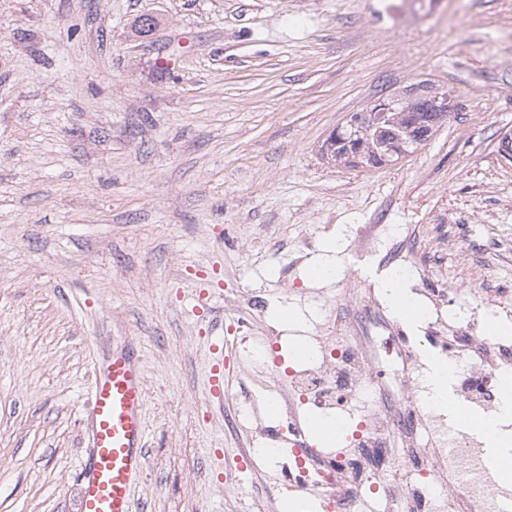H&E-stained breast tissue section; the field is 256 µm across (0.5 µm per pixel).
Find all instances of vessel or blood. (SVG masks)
Instances as JSON below:
<instances>
[{
    "mask_svg": "<svg viewBox=\"0 0 512 512\" xmlns=\"http://www.w3.org/2000/svg\"><path fill=\"white\" fill-rule=\"evenodd\" d=\"M231 368L220 360L209 371V392L220 401ZM90 421L77 473L81 512H135L133 491L148 463V427L142 368L128 350L96 364L84 402Z\"/></svg>",
    "mask_w": 512,
    "mask_h": 512,
    "instance_id": "b4317fda",
    "label": "vessel or blood"
}]
</instances>
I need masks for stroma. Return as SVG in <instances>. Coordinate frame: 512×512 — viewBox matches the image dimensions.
<instances>
[{"label": "stroma", "instance_id": "obj_1", "mask_svg": "<svg viewBox=\"0 0 512 512\" xmlns=\"http://www.w3.org/2000/svg\"><path fill=\"white\" fill-rule=\"evenodd\" d=\"M423 81L454 101L417 151L321 159L352 113ZM507 135L512 0H0V512H79L92 368L131 339L137 508L281 512L277 478L215 474L248 436L209 394L204 276L266 301L253 333L278 327L286 350L346 282L381 289L390 243H358L365 224L422 229L414 293L442 271L467 300L512 297ZM330 238L340 275L311 283Z\"/></svg>", "mask_w": 512, "mask_h": 512}]
</instances>
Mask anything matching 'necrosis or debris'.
Segmentation results:
<instances>
[{"instance_id":"obj_1","label":"necrosis or debris","mask_w":512,"mask_h":512,"mask_svg":"<svg viewBox=\"0 0 512 512\" xmlns=\"http://www.w3.org/2000/svg\"><path fill=\"white\" fill-rule=\"evenodd\" d=\"M236 316L233 345L248 344L267 376L285 384L281 412L265 436L297 442L301 417L317 413L348 432L346 449L301 448L302 463L282 470L286 490L307 495L312 512H504L512 491L465 433H444L419 390L418 347L383 314L374 292L349 288L343 310L324 317L311 361L287 368L273 358L277 337L251 336L258 302L239 290L227 299ZM429 332L456 371L460 395L492 408L512 371V338L477 333L480 320L512 323V302L493 296L471 309L441 289L426 300ZM421 456L409 468L403 449Z\"/></svg>"}]
</instances>
